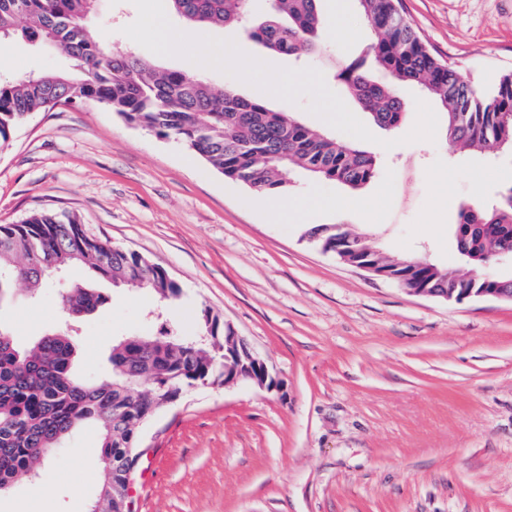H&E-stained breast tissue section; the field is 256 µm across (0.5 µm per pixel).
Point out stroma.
Wrapping results in <instances>:
<instances>
[{
	"instance_id": "stroma-1",
	"label": "stroma",
	"mask_w": 512,
	"mask_h": 512,
	"mask_svg": "<svg viewBox=\"0 0 512 512\" xmlns=\"http://www.w3.org/2000/svg\"><path fill=\"white\" fill-rule=\"evenodd\" d=\"M160 0H101L87 20L112 48L196 72L262 97L273 110L338 139L329 114L353 115L361 149L379 161L365 206L348 187L291 171L271 197L231 181L171 137L100 106L36 112L0 148V224L39 211L70 214L94 236L164 268L182 288L158 323L154 298L100 282L108 301L77 326L74 369L110 373L113 340L192 330L207 307L281 382L189 389L137 431L153 478L136 512H512V302L410 294L340 261L304 235L343 224L385 252L466 274L453 246L461 205L512 186V152L450 153L433 98L403 86L401 125H377L338 74L374 34L348 10L340 39L334 0H318L316 55L264 49L236 28L194 29L164 53L146 31ZM436 53L481 88L512 73V0H401ZM23 38L0 47V79L68 67ZM294 198L304 209L281 216ZM59 322V286L29 304L17 287L0 324L26 344ZM98 433L69 436L42 475L0 493V512H87L98 483Z\"/></svg>"
}]
</instances>
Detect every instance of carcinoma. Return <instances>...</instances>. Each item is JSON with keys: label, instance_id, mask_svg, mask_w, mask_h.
Instances as JSON below:
<instances>
[{"label": "carcinoma", "instance_id": "cac0c4a2", "mask_svg": "<svg viewBox=\"0 0 512 512\" xmlns=\"http://www.w3.org/2000/svg\"><path fill=\"white\" fill-rule=\"evenodd\" d=\"M98 0H0V45L23 37L39 49L60 51L71 70L44 72L0 83V146L32 112L95 103L127 122L172 137L224 177L257 192L281 196L286 172L299 168L314 178L358 189L375 177L374 156L351 142L309 129L227 84L217 88L201 77L151 66L128 51L108 49L86 29ZM188 23L239 26L253 41L288 56L312 54L320 16L317 0H268L269 16L257 20L251 0H169ZM362 20L375 32L371 61L391 82H379L364 63L341 77L350 95L376 124L397 128L406 107L401 84H417L445 110L449 149L512 148V74L485 91L437 55L401 9V0H356ZM307 236L351 263L377 266L381 277L407 286L425 283L448 291L458 287L448 272L421 259H387L370 240L351 237L340 224H314ZM456 250L480 264L502 249L512 250V186L492 206H464L453 231ZM80 269L91 279L146 289L165 303L181 286L142 255L87 233L75 217L36 212L20 224H0V301L22 284L30 293L52 281L57 270ZM62 308L74 322L96 313L107 297L84 283L62 285ZM193 336L165 329L161 337L120 340L112 348L108 379L80 376L72 367L79 336L54 330L21 346L0 324V492L31 478L55 459L61 440L91 424L99 436V512H112V474L135 447L137 420H150L162 396L182 395L196 384L224 376V323L209 308L198 313ZM152 387L134 391L144 371Z\"/></svg>", "mask_w": 512, "mask_h": 512}]
</instances>
